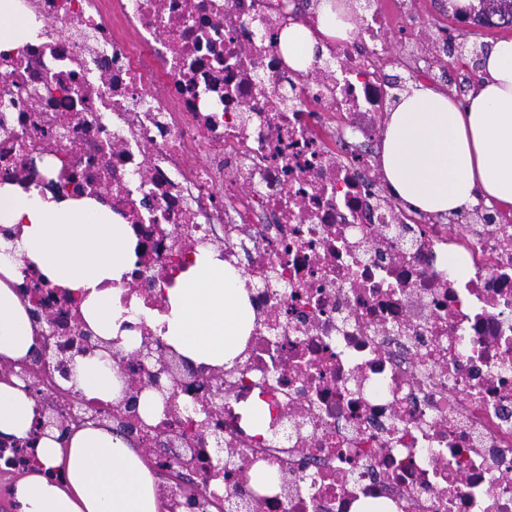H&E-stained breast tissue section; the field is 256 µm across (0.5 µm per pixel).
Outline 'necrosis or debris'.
<instances>
[{
    "instance_id": "necrosis-or-debris-1",
    "label": "necrosis or debris",
    "mask_w": 512,
    "mask_h": 512,
    "mask_svg": "<svg viewBox=\"0 0 512 512\" xmlns=\"http://www.w3.org/2000/svg\"><path fill=\"white\" fill-rule=\"evenodd\" d=\"M19 3L42 27L0 53V185L94 198L132 227L122 327L155 353L147 317L199 248L256 313L221 372L116 351L124 391L157 399L148 418L64 386L70 340L97 341L74 296L28 273L54 412L131 425L178 475L169 512H512V217L439 223L380 168L391 43L428 78L447 30L409 27L416 0H365L354 37L301 70L282 33L314 27L319 0ZM262 467L279 480L259 491Z\"/></svg>"
}]
</instances>
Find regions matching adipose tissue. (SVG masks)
<instances>
[{
    "label": "adipose tissue",
    "instance_id": "1",
    "mask_svg": "<svg viewBox=\"0 0 512 512\" xmlns=\"http://www.w3.org/2000/svg\"><path fill=\"white\" fill-rule=\"evenodd\" d=\"M37 30L13 0H0V50L34 41ZM481 80L459 108L448 95L410 86L388 113L382 167L398 198L448 216L478 200L512 206V39L484 57ZM136 262L130 225L116 224L103 203L58 200L19 186H0V360L21 362L39 349L28 308L17 292L22 270L36 269L52 285L82 296L87 328L101 345L75 356L70 387L91 398L123 396L112 340L137 347L121 332L129 310L123 281ZM168 311L151 316L182 358L216 369L236 364L255 312L244 281L212 249L167 290ZM41 408L18 377L0 380V440L33 441L42 465L14 487L18 512H162L159 482L141 454L111 425L87 422L69 435L35 434Z\"/></svg>",
    "mask_w": 512,
    "mask_h": 512
}]
</instances>
